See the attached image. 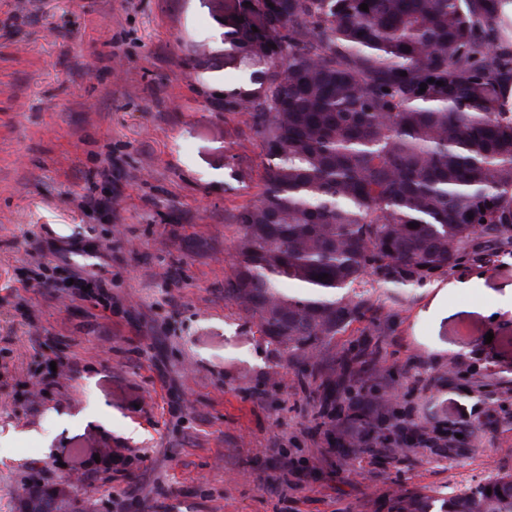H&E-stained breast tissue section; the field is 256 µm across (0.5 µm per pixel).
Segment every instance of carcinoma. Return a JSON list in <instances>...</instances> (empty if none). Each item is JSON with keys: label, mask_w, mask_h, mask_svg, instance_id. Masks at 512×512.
Here are the masks:
<instances>
[{"label": "carcinoma", "mask_w": 512, "mask_h": 512, "mask_svg": "<svg viewBox=\"0 0 512 512\" xmlns=\"http://www.w3.org/2000/svg\"><path fill=\"white\" fill-rule=\"evenodd\" d=\"M232 2L224 64L244 78L214 97L251 115L266 164L224 296L263 335L304 363L371 311L345 302L368 270L423 282L512 245L508 0ZM389 509L512 512V474Z\"/></svg>", "instance_id": "1"}]
</instances>
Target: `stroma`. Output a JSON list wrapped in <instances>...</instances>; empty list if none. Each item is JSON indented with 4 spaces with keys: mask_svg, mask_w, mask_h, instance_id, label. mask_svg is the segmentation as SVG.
<instances>
[{
    "mask_svg": "<svg viewBox=\"0 0 512 512\" xmlns=\"http://www.w3.org/2000/svg\"><path fill=\"white\" fill-rule=\"evenodd\" d=\"M223 20L224 0H0V512L34 486L85 512H388L512 474V246L421 284L368 273L347 301L372 312L304 368L225 299L263 158L212 103L243 78ZM90 191L111 208L80 209ZM28 231L98 248L111 309L23 287ZM361 399L366 445L343 432ZM407 420L457 437L390 454Z\"/></svg>",
    "mask_w": 512,
    "mask_h": 512,
    "instance_id": "1",
    "label": "stroma"
}]
</instances>
